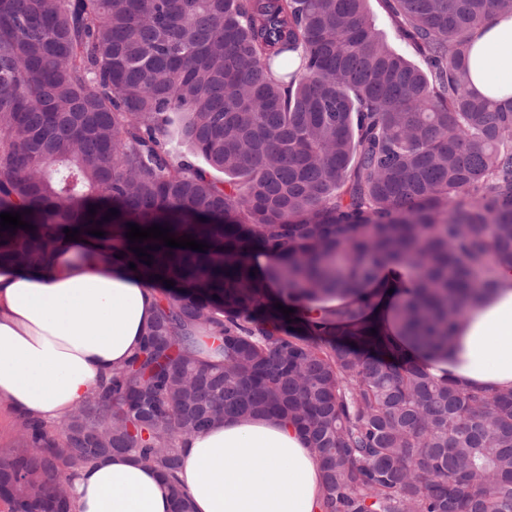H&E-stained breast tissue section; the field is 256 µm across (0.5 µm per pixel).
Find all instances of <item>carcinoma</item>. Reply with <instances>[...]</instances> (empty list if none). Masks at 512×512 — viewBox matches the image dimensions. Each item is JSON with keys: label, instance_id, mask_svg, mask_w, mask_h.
Segmentation results:
<instances>
[{"label": "carcinoma", "instance_id": "cac0c4a2", "mask_svg": "<svg viewBox=\"0 0 512 512\" xmlns=\"http://www.w3.org/2000/svg\"><path fill=\"white\" fill-rule=\"evenodd\" d=\"M383 7L427 69L370 0H0V213L34 226L0 230V265L44 266L64 229H99L174 282L61 437L21 418L8 512H71L66 472L112 455L189 512L182 441L258 415L308 435L323 512H512V389L435 379L366 314L392 273L404 335L446 352L512 268V107L467 69V33L512 0ZM131 223L208 248L147 239L148 266ZM331 297L314 317L275 308Z\"/></svg>", "mask_w": 512, "mask_h": 512}]
</instances>
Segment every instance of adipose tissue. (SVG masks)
I'll return each mask as SVG.
<instances>
[{
    "label": "adipose tissue",
    "mask_w": 512,
    "mask_h": 512,
    "mask_svg": "<svg viewBox=\"0 0 512 512\" xmlns=\"http://www.w3.org/2000/svg\"><path fill=\"white\" fill-rule=\"evenodd\" d=\"M471 87L512 103V15L470 34ZM470 310L448 353L403 347L435 377L512 389V269ZM157 291L86 237L63 241L29 272L0 271V403L54 425L141 344ZM192 512H319V463L305 435L274 417L228 418L186 440L181 472ZM73 512H171L160 474L115 455L75 470Z\"/></svg>",
    "instance_id": "adipose-tissue-1"
}]
</instances>
